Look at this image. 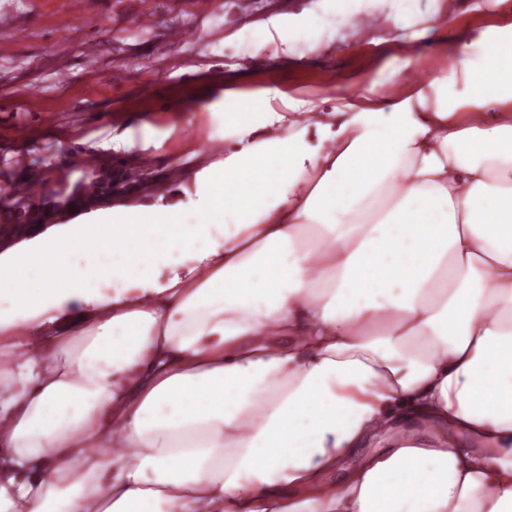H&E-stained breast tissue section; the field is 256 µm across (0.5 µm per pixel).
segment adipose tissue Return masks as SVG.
<instances>
[{
  "label": "adipose tissue",
  "mask_w": 512,
  "mask_h": 512,
  "mask_svg": "<svg viewBox=\"0 0 512 512\" xmlns=\"http://www.w3.org/2000/svg\"><path fill=\"white\" fill-rule=\"evenodd\" d=\"M437 49L0 253V512H512V22Z\"/></svg>",
  "instance_id": "obj_1"
}]
</instances>
